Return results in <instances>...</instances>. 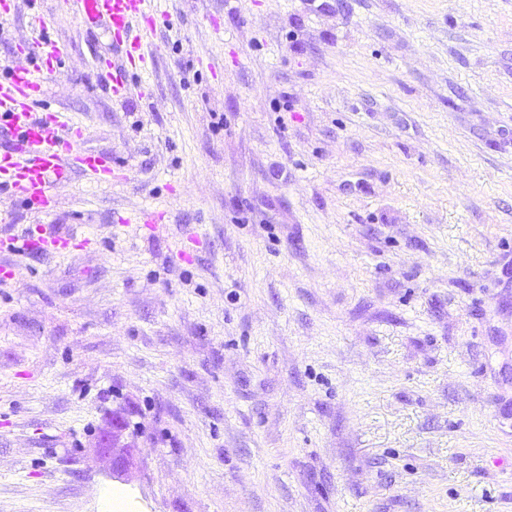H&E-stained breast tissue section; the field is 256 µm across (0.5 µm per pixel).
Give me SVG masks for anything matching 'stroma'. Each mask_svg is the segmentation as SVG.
Instances as JSON below:
<instances>
[{
  "label": "stroma",
  "mask_w": 512,
  "mask_h": 512,
  "mask_svg": "<svg viewBox=\"0 0 512 512\" xmlns=\"http://www.w3.org/2000/svg\"><path fill=\"white\" fill-rule=\"evenodd\" d=\"M146 14L121 97L123 46L47 25L49 98L123 177L0 189V237L71 239L0 252V512H512V0ZM41 231L42 230H38L39 235L36 239L33 236H28L23 239L7 238V244L4 246L3 251H48L49 248L57 249L59 246H63L66 242L65 237L58 236L53 233H46V235L44 236ZM127 423L122 418L112 422V432H109L98 446V450L112 461V475L119 476L125 473L131 464L132 447L122 441Z\"/></svg>",
  "instance_id": "obj_1"
}]
</instances>
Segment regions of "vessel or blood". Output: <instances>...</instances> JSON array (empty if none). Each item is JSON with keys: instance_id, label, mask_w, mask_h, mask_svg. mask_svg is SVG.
<instances>
[{"instance_id": "obj_1", "label": "vessel or blood", "mask_w": 512, "mask_h": 512, "mask_svg": "<svg viewBox=\"0 0 512 512\" xmlns=\"http://www.w3.org/2000/svg\"><path fill=\"white\" fill-rule=\"evenodd\" d=\"M84 25H101L125 46L123 60L115 64L112 92L125 94L127 72H147L152 55L144 36L132 35L135 19L144 17V0H63ZM63 46L44 37L27 43L22 57L9 60L0 81V118L7 119L14 136L11 148L0 150V186L38 209L54 202L58 185L80 171L98 184H111L112 163L82 147V130L68 123L60 108L47 101V78L59 69ZM65 237L52 233L8 239L6 251L55 249Z\"/></svg>"}]
</instances>
